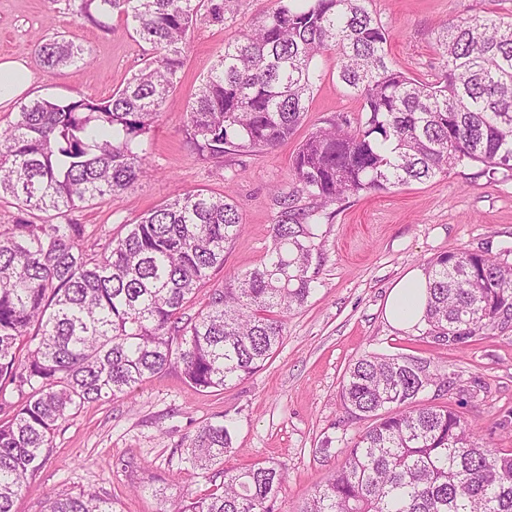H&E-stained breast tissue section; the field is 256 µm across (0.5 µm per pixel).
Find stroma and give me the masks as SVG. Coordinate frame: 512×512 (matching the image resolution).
Masks as SVG:
<instances>
[{"label":"stroma","instance_id":"35a3bbf8","mask_svg":"<svg viewBox=\"0 0 512 512\" xmlns=\"http://www.w3.org/2000/svg\"><path fill=\"white\" fill-rule=\"evenodd\" d=\"M274 0H235L234 16L198 23L185 52L181 81L143 146L150 172L113 200L76 209L84 247L101 254L110 239L174 192L205 189L233 196L243 231L224 254L204 292L223 289L231 275L260 265L272 244L278 207L273 186L291 185L299 142L323 119L341 112L356 120L362 102L337 77L332 54L319 57L322 73L302 125L277 148L204 160L186 144V106L225 43L272 8ZM387 27L396 68L432 79L439 70L436 35L448 21L473 15L512 18V0H370ZM92 51L89 64L47 73L34 53L53 33ZM151 47L114 15L106 27L78 19L64 0H0V61L25 60L33 81L20 103L65 100L84 93L108 98L143 65ZM20 103L0 107V125ZM322 258L313 262V291L285 324L284 342L265 367L221 391H199L177 368L146 379L127 397L70 411L41 469L28 477L15 512H47L50 493L94 491L115 512H172L179 496L213 490L182 459L186 437L220 418L235 426L222 468L270 462L282 469L277 512H299L308 495L341 462V448L366 422L350 421L340 383L350 363L368 352L413 354L447 371L457 388L448 400L476 428L480 445L512 451V327L474 337L462 350L422 339L389 324L385 309L393 285L414 269L428 270L448 252L485 251L512 263V179L487 180L476 163L448 176L363 193L333 205L319 226Z\"/></svg>","mask_w":512,"mask_h":512}]
</instances>
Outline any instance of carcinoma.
Here are the masks:
<instances>
[{"label":"carcinoma","mask_w":512,"mask_h":512,"mask_svg":"<svg viewBox=\"0 0 512 512\" xmlns=\"http://www.w3.org/2000/svg\"><path fill=\"white\" fill-rule=\"evenodd\" d=\"M224 52L188 104L186 138L200 157L270 150L304 120L329 52L364 115L336 113L298 145L293 192H277L273 243L261 264L200 296L240 235L239 206L204 190L178 193L127 225L94 258L69 215L110 200L145 176L141 137L178 84L192 30L224 21L230 0H66L95 24L117 14L152 48L107 99L35 100L0 128V195L47 214L0 225V395L24 396L0 419V512H13L67 414L129 396L171 367L199 390L241 382L284 340L288 314L310 295L317 224L362 192L445 176L463 161L495 179L512 173V19L475 15L437 36L441 69L429 81L395 68L389 33L369 0H275ZM35 53L49 73L86 63L89 48L54 36ZM307 202H302V199ZM196 316L183 318L187 304ZM424 338L461 349L512 326V266L477 252L430 263ZM448 373L424 357L371 352L346 371L347 417L372 424L341 449L343 462L300 512H512V452L475 441L444 397ZM233 447L226 420L187 437L185 460L217 484L175 512H276L283 472L273 464L215 469ZM48 512H114L95 492L52 495Z\"/></svg>","instance_id":"obj_1"}]
</instances>
